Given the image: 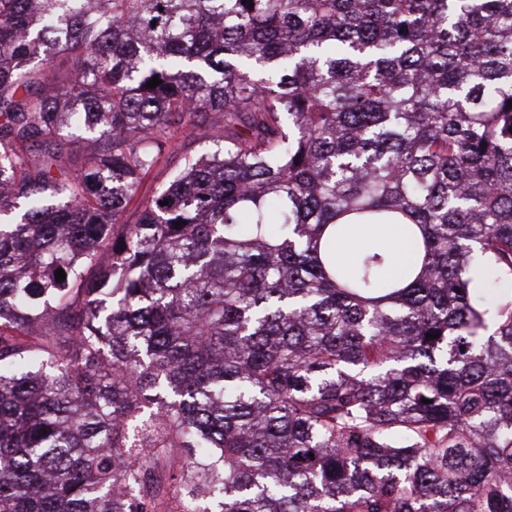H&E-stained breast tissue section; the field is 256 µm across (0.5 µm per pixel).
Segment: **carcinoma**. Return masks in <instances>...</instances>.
Listing matches in <instances>:
<instances>
[{
	"label": "carcinoma",
	"mask_w": 512,
	"mask_h": 512,
	"mask_svg": "<svg viewBox=\"0 0 512 512\" xmlns=\"http://www.w3.org/2000/svg\"><path fill=\"white\" fill-rule=\"evenodd\" d=\"M253 3L0 0V512H512V0ZM202 125L197 131L199 137L182 138L179 140L176 149L171 153L166 164L156 167L144 180L140 187L139 195L141 198L148 199L165 182H167L173 172L180 169L185 159L200 154L205 149L214 147L212 136L223 134L218 129H212L205 118L201 119ZM378 239H385L392 244L397 264L401 265L411 257L410 247L403 239L389 237L378 227L362 225L355 227L346 242L341 246L340 260L344 263H350L358 250Z\"/></svg>",
	"instance_id": "obj_1"
}]
</instances>
